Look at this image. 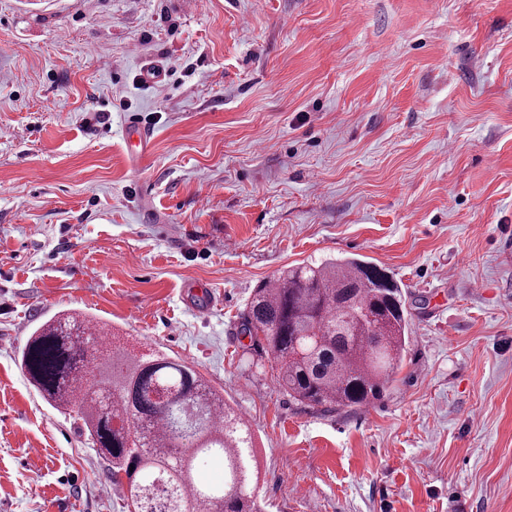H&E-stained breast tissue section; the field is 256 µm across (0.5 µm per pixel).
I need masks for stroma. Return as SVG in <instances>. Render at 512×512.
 <instances>
[{"instance_id": "stroma-1", "label": "stroma", "mask_w": 512, "mask_h": 512, "mask_svg": "<svg viewBox=\"0 0 512 512\" xmlns=\"http://www.w3.org/2000/svg\"><path fill=\"white\" fill-rule=\"evenodd\" d=\"M351 256L407 351L372 405L312 408L241 314ZM64 312L223 392L263 512H512V0H0V512H125L21 367ZM123 133L129 142L130 158L139 162L150 150L151 133L133 116L125 122Z\"/></svg>"}]
</instances>
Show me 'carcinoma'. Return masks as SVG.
Masks as SVG:
<instances>
[{
	"label": "carcinoma",
	"instance_id": "carcinoma-1",
	"mask_svg": "<svg viewBox=\"0 0 512 512\" xmlns=\"http://www.w3.org/2000/svg\"><path fill=\"white\" fill-rule=\"evenodd\" d=\"M399 286L357 257L287 267L251 294L242 316L248 350L271 362L280 388L309 406L358 408L379 399L408 345ZM90 322L64 313L29 336L21 365L42 399L76 408L90 440L123 475L128 512H261L253 483L254 438L244 417L185 361L113 345L96 359ZM224 460V482L199 485L207 457Z\"/></svg>",
	"mask_w": 512,
	"mask_h": 512
}]
</instances>
